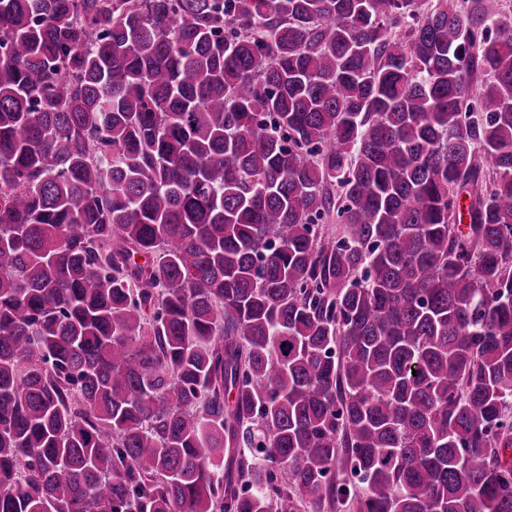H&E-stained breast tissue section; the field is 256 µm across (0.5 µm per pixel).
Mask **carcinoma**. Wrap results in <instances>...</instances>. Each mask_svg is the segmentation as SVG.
<instances>
[{"label": "carcinoma", "mask_w": 512, "mask_h": 512, "mask_svg": "<svg viewBox=\"0 0 512 512\" xmlns=\"http://www.w3.org/2000/svg\"><path fill=\"white\" fill-rule=\"evenodd\" d=\"M326 509L512 512V25L0 0V512Z\"/></svg>", "instance_id": "carcinoma-1"}]
</instances>
